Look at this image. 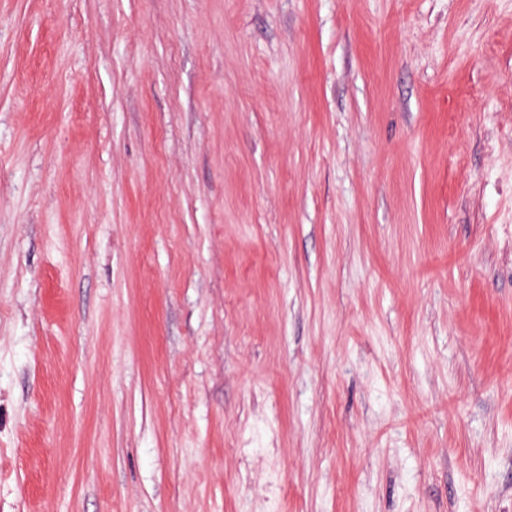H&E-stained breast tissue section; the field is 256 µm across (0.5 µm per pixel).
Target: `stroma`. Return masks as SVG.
<instances>
[{"label":"stroma","instance_id":"stroma-1","mask_svg":"<svg viewBox=\"0 0 512 512\" xmlns=\"http://www.w3.org/2000/svg\"><path fill=\"white\" fill-rule=\"evenodd\" d=\"M0 512H512V0H0Z\"/></svg>","mask_w":512,"mask_h":512}]
</instances>
